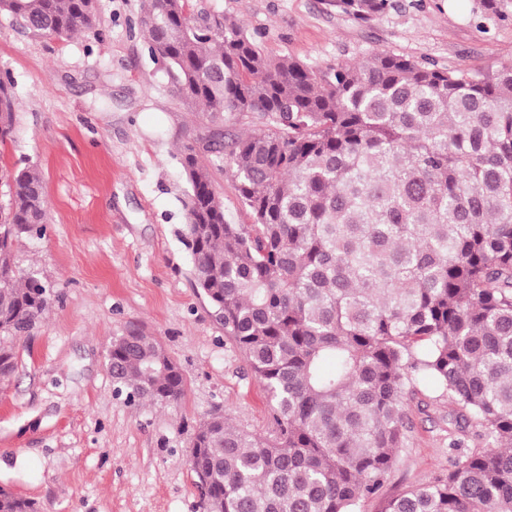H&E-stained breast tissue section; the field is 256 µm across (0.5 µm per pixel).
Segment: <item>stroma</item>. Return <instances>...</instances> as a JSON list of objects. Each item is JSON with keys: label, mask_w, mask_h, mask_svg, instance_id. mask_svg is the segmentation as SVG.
<instances>
[{"label": "stroma", "mask_w": 512, "mask_h": 512, "mask_svg": "<svg viewBox=\"0 0 512 512\" xmlns=\"http://www.w3.org/2000/svg\"><path fill=\"white\" fill-rule=\"evenodd\" d=\"M368 23L326 0H194L244 27L272 58L324 68L370 51L441 68L491 71L512 60V0L481 23L473 0H394ZM141 0H98V22L68 39L23 32L0 14V78L14 83V126L0 169H36L49 223L15 246L20 271L54 293L41 324L11 338L17 369L0 385V488L38 512H200L188 457L200 422L224 414L267 434L266 395L195 288L182 242L190 185L181 147L207 136L208 112L181 99L138 26ZM139 329L185 376L174 402L114 392L107 350ZM452 406L433 380L405 398V440L382 496L446 476Z\"/></svg>", "instance_id": "35a3bbf8"}]
</instances>
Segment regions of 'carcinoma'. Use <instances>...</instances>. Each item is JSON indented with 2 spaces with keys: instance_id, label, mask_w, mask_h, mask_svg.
I'll list each match as a JSON object with an SVG mask.
<instances>
[{
  "instance_id": "obj_1",
  "label": "carcinoma",
  "mask_w": 512,
  "mask_h": 512,
  "mask_svg": "<svg viewBox=\"0 0 512 512\" xmlns=\"http://www.w3.org/2000/svg\"><path fill=\"white\" fill-rule=\"evenodd\" d=\"M362 23L394 0H326ZM503 0H475L484 20ZM34 35L96 26L97 0H0ZM139 27L177 92L222 126L180 150L191 192L185 239L195 286L271 403L254 435L213 414L189 464L203 512H357L382 494L405 436L413 377L429 376L485 447L397 495L385 512H512V62L440 68L389 52L315 69L273 59L241 26L192 0H141ZM0 80V143L13 129ZM256 128L237 135L229 123ZM251 219L224 221L204 154ZM0 205V335L40 322L52 291L15 266L14 242L45 231L30 169ZM115 393L181 397L158 340L112 337ZM16 368L0 342V382ZM0 512H37L0 488Z\"/></svg>"
}]
</instances>
